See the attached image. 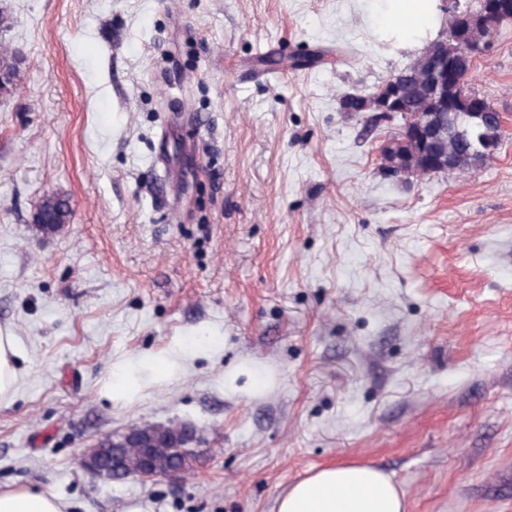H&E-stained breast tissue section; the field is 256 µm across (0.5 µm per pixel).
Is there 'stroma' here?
<instances>
[{
    "label": "stroma",
    "mask_w": 512,
    "mask_h": 512,
    "mask_svg": "<svg viewBox=\"0 0 512 512\" xmlns=\"http://www.w3.org/2000/svg\"><path fill=\"white\" fill-rule=\"evenodd\" d=\"M380 5L0 0L22 58L0 95V327L21 355L1 489L66 512H277L363 463L405 512H512V26L468 77L507 119L496 155L406 182L381 169L395 126L340 107L422 52L379 42ZM51 192L71 216L47 236ZM171 349L178 379L106 394L113 363ZM145 423L196 427L189 473L80 468ZM70 215L67 200L60 195L48 193L43 196L33 221L39 224L43 234L53 235L60 231L63 224L68 223ZM97 451V452H96ZM96 454L94 455V453ZM109 453V448H96L95 444L92 448H88L80 457L81 466L89 471L96 477L105 476L110 479L106 474L112 475L115 480H123L131 477L139 478L142 480H153L157 477H175L183 474L179 468L168 470L166 472L157 473L154 471L150 461L146 458L138 470L137 473H124L117 465H114V469H107L104 466V459Z\"/></svg>",
    "instance_id": "obj_1"
}]
</instances>
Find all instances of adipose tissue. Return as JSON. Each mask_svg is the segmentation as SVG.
Here are the masks:
<instances>
[{
	"label": "adipose tissue",
	"mask_w": 512,
	"mask_h": 512,
	"mask_svg": "<svg viewBox=\"0 0 512 512\" xmlns=\"http://www.w3.org/2000/svg\"><path fill=\"white\" fill-rule=\"evenodd\" d=\"M439 0H382L376 30L400 47H414L434 35L440 24ZM181 371L177 351L146 362L112 367L106 392L113 401L139 399L148 383L169 382ZM403 498L391 478L366 464L322 468L294 484L277 512H404ZM0 512H64L53 494L25 486L0 490Z\"/></svg>",
	"instance_id": "adipose-tissue-1"
}]
</instances>
